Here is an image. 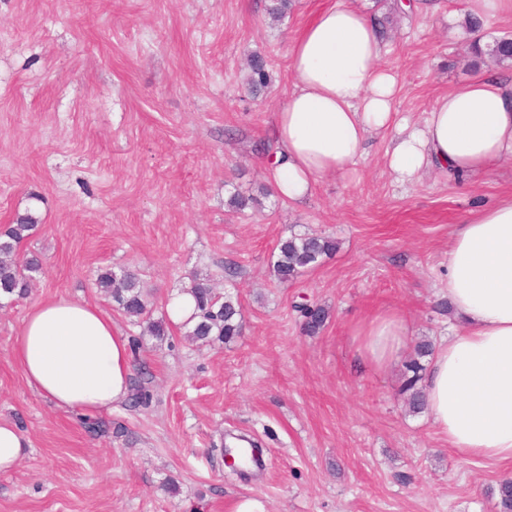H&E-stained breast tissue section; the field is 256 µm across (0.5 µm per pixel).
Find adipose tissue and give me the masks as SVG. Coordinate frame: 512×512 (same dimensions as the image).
Here are the masks:
<instances>
[{
	"mask_svg": "<svg viewBox=\"0 0 512 512\" xmlns=\"http://www.w3.org/2000/svg\"><path fill=\"white\" fill-rule=\"evenodd\" d=\"M364 9L339 0L316 12L289 50L293 89L272 127L278 198L310 197L355 171L368 136L393 130L389 168L403 181L437 169L471 177L512 159V83L478 76L438 98L423 125L395 119L396 75ZM446 294L456 324L421 381L431 423L463 459L512 463V198L456 225ZM409 319L381 309L353 330L360 360L379 373L403 355ZM27 383L61 409L103 411L130 390L125 336L97 306L70 297L34 304L14 338Z\"/></svg>",
	"mask_w": 512,
	"mask_h": 512,
	"instance_id": "obj_1",
	"label": "adipose tissue"
}]
</instances>
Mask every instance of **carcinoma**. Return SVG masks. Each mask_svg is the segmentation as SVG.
Listing matches in <instances>:
<instances>
[{
    "label": "carcinoma",
    "instance_id": "cac0c4a2",
    "mask_svg": "<svg viewBox=\"0 0 512 512\" xmlns=\"http://www.w3.org/2000/svg\"><path fill=\"white\" fill-rule=\"evenodd\" d=\"M293 0H270L266 6L268 16L280 21L291 12ZM488 61L504 65L512 62V38H501L483 46H470L468 67L477 70ZM250 92L257 96L270 84L267 60L262 55L253 56L248 63ZM40 223L34 213L18 214L0 232V299L6 302L25 296L33 286L34 274L41 271L39 260L20 254L21 245L31 236ZM338 241L330 235L296 234L279 240L273 272L278 283L288 285L304 272L315 268L323 258L336 253ZM100 292L112 299L113 306L125 316L143 325V334L162 340L170 336L173 323L168 314L153 316L149 293L139 275L130 270L117 274L109 269L101 271L96 279ZM195 300L197 321L184 327V335L203 343H226L241 334V304L230 293H220L205 278H193L184 287ZM302 317V330L308 335L318 334L328 319L327 310L317 304L298 306ZM412 376L403 387L407 394L409 410L417 413L425 406L420 381L425 367L415 360L408 366ZM497 512H512V478L501 480L497 488Z\"/></svg>",
    "mask_w": 512,
    "mask_h": 512
}]
</instances>
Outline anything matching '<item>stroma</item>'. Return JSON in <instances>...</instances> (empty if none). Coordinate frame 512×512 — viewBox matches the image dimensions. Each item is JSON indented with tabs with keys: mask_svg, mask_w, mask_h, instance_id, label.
<instances>
[{
	"mask_svg": "<svg viewBox=\"0 0 512 512\" xmlns=\"http://www.w3.org/2000/svg\"><path fill=\"white\" fill-rule=\"evenodd\" d=\"M329 0H295L271 21L266 0H0V229L27 209L25 243L42 272L0 306V420L31 446L0 473V512H496L512 466L457 457L428 413L408 412L404 366L378 374L354 350L353 325L383 308L412 323L406 357L453 323L448 244L471 213L512 197V159L468 180L431 170L400 183L385 161L391 132L371 135L354 178L323 180L309 198L263 194L274 113L292 89L289 48ZM391 17L383 64L399 80L397 118L423 124L437 98L472 78L465 66L471 0H419ZM268 62L252 97L245 63ZM260 204L237 212L232 193ZM333 235L338 251L281 285L276 245L291 233ZM136 269L155 313L207 277L237 294L243 329L198 346L158 342L95 286L100 270ZM67 295L98 306L127 338L131 387L97 420L31 388L12 357L29 309ZM328 307L315 336L297 304Z\"/></svg>",
	"mask_w": 512,
	"mask_h": 512,
	"instance_id": "stroma-1",
	"label": "stroma"
}]
</instances>
